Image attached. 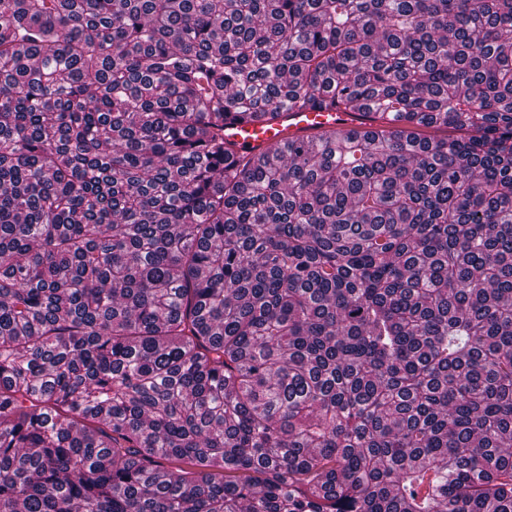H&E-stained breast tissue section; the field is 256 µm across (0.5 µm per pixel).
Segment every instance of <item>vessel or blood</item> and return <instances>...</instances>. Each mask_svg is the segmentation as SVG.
Instances as JSON below:
<instances>
[{
	"label": "vessel or blood",
	"instance_id": "obj_1",
	"mask_svg": "<svg viewBox=\"0 0 512 512\" xmlns=\"http://www.w3.org/2000/svg\"><path fill=\"white\" fill-rule=\"evenodd\" d=\"M363 125L359 114L338 108L311 112L291 110L264 126L229 116L224 120V140L236 151L257 153L290 139L317 135L334 128L348 131Z\"/></svg>",
	"mask_w": 512,
	"mask_h": 512
}]
</instances>
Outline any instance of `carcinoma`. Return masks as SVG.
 I'll use <instances>...</instances> for the list:
<instances>
[{"mask_svg":"<svg viewBox=\"0 0 512 512\" xmlns=\"http://www.w3.org/2000/svg\"><path fill=\"white\" fill-rule=\"evenodd\" d=\"M0 512H512V0H0ZM360 114L338 108L299 112L289 110L279 119L267 125H256L235 119L229 115L224 119V142L239 152L257 153L290 139L318 135L336 129L348 131L365 128Z\"/></svg>","mask_w":512,"mask_h":512,"instance_id":"obj_1","label":"carcinoma"}]
</instances>
